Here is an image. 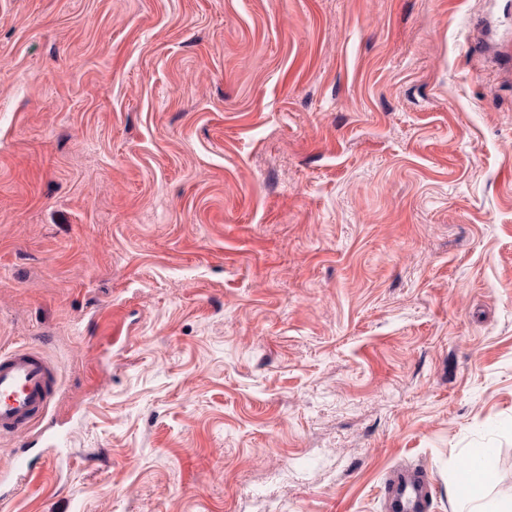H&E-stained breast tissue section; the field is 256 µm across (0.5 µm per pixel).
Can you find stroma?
<instances>
[{
	"label": "stroma",
	"instance_id": "35a3bbf8",
	"mask_svg": "<svg viewBox=\"0 0 512 512\" xmlns=\"http://www.w3.org/2000/svg\"><path fill=\"white\" fill-rule=\"evenodd\" d=\"M512 0H0V353L64 442L0 512L512 498ZM496 449L473 448L468 463L462 473L456 475L454 480L459 482L458 488L462 491V482H467L469 488L465 496L469 499L479 500L487 481L492 478L495 467ZM429 492V484L422 476L402 474L397 479L392 499L396 509H390L394 512H418Z\"/></svg>",
	"mask_w": 512,
	"mask_h": 512
}]
</instances>
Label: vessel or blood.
Segmentation results:
<instances>
[{"instance_id": "b4317fda", "label": "vessel or blood", "mask_w": 512, "mask_h": 512, "mask_svg": "<svg viewBox=\"0 0 512 512\" xmlns=\"http://www.w3.org/2000/svg\"><path fill=\"white\" fill-rule=\"evenodd\" d=\"M59 388L47 361L34 351L0 354V437L31 439L45 420ZM33 467L22 453L16 454L9 470H0V484L21 485ZM429 494L428 482L419 475L403 474L394 490L395 512H418Z\"/></svg>"}]
</instances>
